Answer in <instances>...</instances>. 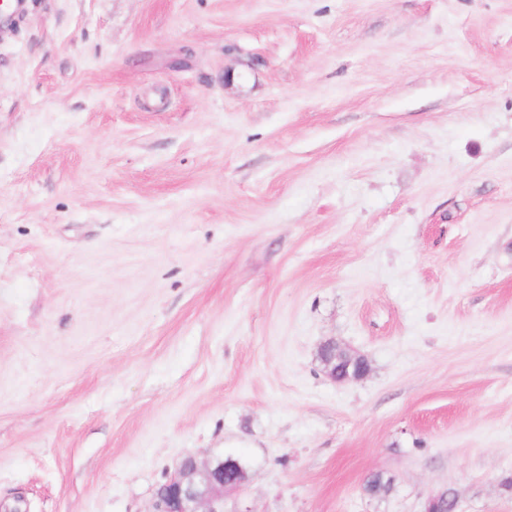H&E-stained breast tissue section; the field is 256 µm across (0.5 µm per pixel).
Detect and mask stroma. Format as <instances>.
Returning <instances> with one entry per match:
<instances>
[{"instance_id":"1","label":"stroma","mask_w":512,"mask_h":512,"mask_svg":"<svg viewBox=\"0 0 512 512\" xmlns=\"http://www.w3.org/2000/svg\"><path fill=\"white\" fill-rule=\"evenodd\" d=\"M222 453L226 512H512V0H29L0 34V502L150 512ZM336 349L344 354L349 360H355L357 363L365 361L362 355H356L347 352L334 340L324 342L319 349V358L323 367L324 373L335 382L358 381L363 379L369 372L365 367L362 369H354L352 372L339 373L336 369Z\"/></svg>"}]
</instances>
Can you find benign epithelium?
<instances>
[{
    "instance_id": "benign-epithelium-1",
    "label": "benign epithelium",
    "mask_w": 512,
    "mask_h": 512,
    "mask_svg": "<svg viewBox=\"0 0 512 512\" xmlns=\"http://www.w3.org/2000/svg\"><path fill=\"white\" fill-rule=\"evenodd\" d=\"M22 3L0 0V30L12 26L14 15ZM344 354L358 363L365 361L362 355L347 352L334 340L324 342L319 358L324 373L335 382L358 381L368 370L355 369L339 373L336 369V353ZM249 479V470L231 457H212L198 460L188 456L182 460L177 472L161 484L154 496L153 512H224V491L242 488Z\"/></svg>"
}]
</instances>
